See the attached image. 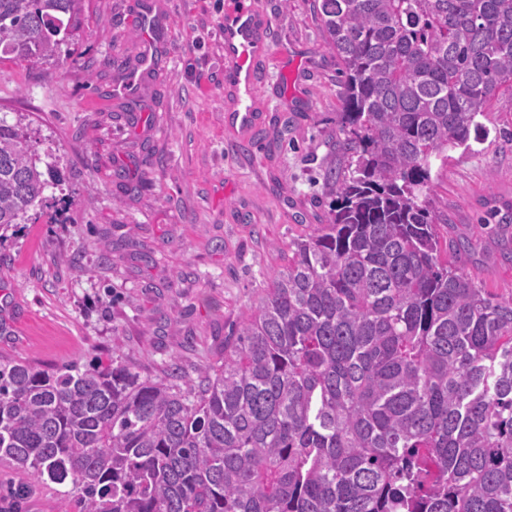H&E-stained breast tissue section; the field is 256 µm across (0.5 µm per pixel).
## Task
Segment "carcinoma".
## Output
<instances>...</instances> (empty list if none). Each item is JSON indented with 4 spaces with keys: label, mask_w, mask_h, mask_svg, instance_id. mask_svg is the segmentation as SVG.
<instances>
[{
    "label": "carcinoma",
    "mask_w": 512,
    "mask_h": 512,
    "mask_svg": "<svg viewBox=\"0 0 512 512\" xmlns=\"http://www.w3.org/2000/svg\"><path fill=\"white\" fill-rule=\"evenodd\" d=\"M83 0H0V62L63 65ZM341 65L328 222L199 385L0 356V460L62 512H512V295L441 261L432 173L512 99V0H315ZM44 178L0 118V242Z\"/></svg>",
    "instance_id": "cac0c4a2"
}]
</instances>
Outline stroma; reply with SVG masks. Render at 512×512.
<instances>
[{
  "mask_svg": "<svg viewBox=\"0 0 512 512\" xmlns=\"http://www.w3.org/2000/svg\"><path fill=\"white\" fill-rule=\"evenodd\" d=\"M231 0H84L64 66L0 63V117L23 119L60 171L32 221L0 243V354L42 365L111 357L188 378L224 355L288 245L326 223L323 170L346 164L338 62L313 0H255L272 60L249 141L224 130L219 23ZM159 65L117 93L141 55ZM471 150L438 173L442 255L489 292L512 294V111L495 105ZM128 179L114 175L116 168ZM152 255L144 263L143 255ZM22 512H61L63 486L0 463Z\"/></svg>",
  "mask_w": 512,
  "mask_h": 512,
  "instance_id": "stroma-1",
  "label": "stroma"
}]
</instances>
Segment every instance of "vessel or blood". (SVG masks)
Here are the masks:
<instances>
[{"label": "vessel or blood", "mask_w": 512, "mask_h": 512, "mask_svg": "<svg viewBox=\"0 0 512 512\" xmlns=\"http://www.w3.org/2000/svg\"><path fill=\"white\" fill-rule=\"evenodd\" d=\"M271 26V19L254 0H233L219 26L224 44V88L230 98L224 119L228 130L240 139L260 120L258 91L271 56Z\"/></svg>", "instance_id": "obj_1"}]
</instances>
